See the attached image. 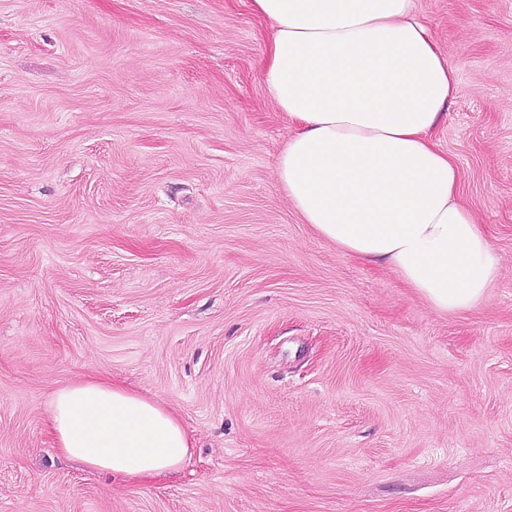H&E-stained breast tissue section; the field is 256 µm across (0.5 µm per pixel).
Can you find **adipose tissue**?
Listing matches in <instances>:
<instances>
[{
    "label": "adipose tissue",
    "instance_id": "obj_1",
    "mask_svg": "<svg viewBox=\"0 0 512 512\" xmlns=\"http://www.w3.org/2000/svg\"><path fill=\"white\" fill-rule=\"evenodd\" d=\"M250 3L273 23L262 79L295 124L277 181L304 222L346 255L395 271L437 311L485 300L494 246L431 141L454 68L415 0ZM48 424L61 454L126 480L177 470L193 448L175 412L110 380L56 391Z\"/></svg>",
    "mask_w": 512,
    "mask_h": 512
}]
</instances>
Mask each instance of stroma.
I'll return each instance as SVG.
<instances>
[{
	"label": "stroma",
	"instance_id": "35a3bbf8",
	"mask_svg": "<svg viewBox=\"0 0 512 512\" xmlns=\"http://www.w3.org/2000/svg\"><path fill=\"white\" fill-rule=\"evenodd\" d=\"M499 274L435 311L319 237L250 0H0V512H512V0H416ZM173 408L175 474L62 457L58 388Z\"/></svg>",
	"mask_w": 512,
	"mask_h": 512
}]
</instances>
